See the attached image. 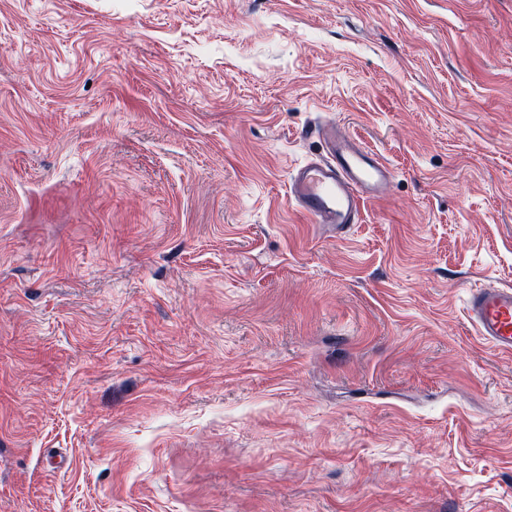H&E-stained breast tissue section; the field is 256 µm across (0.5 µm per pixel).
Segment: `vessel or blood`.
Instances as JSON below:
<instances>
[{
  "label": "vessel or blood",
  "mask_w": 512,
  "mask_h": 512,
  "mask_svg": "<svg viewBox=\"0 0 512 512\" xmlns=\"http://www.w3.org/2000/svg\"><path fill=\"white\" fill-rule=\"evenodd\" d=\"M315 132L323 152L293 168L288 198L311 223L342 234L363 222L368 202L385 195L393 171L340 124L321 125ZM466 315L478 336L512 352V287L470 290Z\"/></svg>",
  "instance_id": "b4317fda"
}]
</instances>
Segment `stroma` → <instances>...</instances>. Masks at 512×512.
<instances>
[{"label": "stroma", "mask_w": 512, "mask_h": 512, "mask_svg": "<svg viewBox=\"0 0 512 512\" xmlns=\"http://www.w3.org/2000/svg\"><path fill=\"white\" fill-rule=\"evenodd\" d=\"M393 168L336 237L303 128ZM512 0H0V512H512ZM466 315L478 336L499 351L512 352V287L470 290Z\"/></svg>", "instance_id": "stroma-1"}]
</instances>
